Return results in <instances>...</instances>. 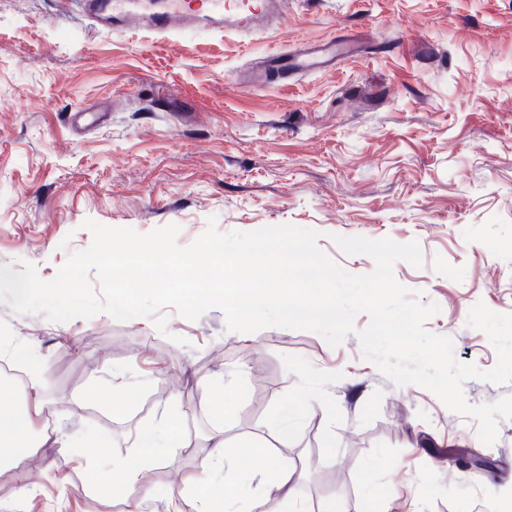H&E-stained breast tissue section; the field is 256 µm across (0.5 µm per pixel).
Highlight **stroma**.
Instances as JSON below:
<instances>
[{
    "instance_id": "35a3bbf8",
    "label": "stroma",
    "mask_w": 512,
    "mask_h": 512,
    "mask_svg": "<svg viewBox=\"0 0 512 512\" xmlns=\"http://www.w3.org/2000/svg\"><path fill=\"white\" fill-rule=\"evenodd\" d=\"M287 23L248 34L187 36L96 25L76 0H0V264L53 280L88 248L91 219L141 233L179 225L187 246L219 232L291 224L317 231L345 271L375 263L335 236L418 241L422 267L396 280L440 307L427 328L459 361L491 369L496 352L467 324L484 302L512 314V0H287ZM351 38L335 70L250 75L272 53ZM64 323L0 304V362L30 375L56 439L0 474L9 512H126L84 480L108 473L137 433L178 427L138 512H170L186 476L224 435L236 465L258 466L253 440L274 441L293 406L279 463L302 464L297 498L349 512H512V420L482 443L475 421L416 385L395 386L356 336L226 328L212 309ZM127 385L106 405L113 374ZM224 390V421L205 396ZM108 437L96 456L84 442ZM468 448L494 470L456 469Z\"/></svg>"
}]
</instances>
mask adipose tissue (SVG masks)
<instances>
[{
    "instance_id": "adipose-tissue-1",
    "label": "adipose tissue",
    "mask_w": 512,
    "mask_h": 512,
    "mask_svg": "<svg viewBox=\"0 0 512 512\" xmlns=\"http://www.w3.org/2000/svg\"><path fill=\"white\" fill-rule=\"evenodd\" d=\"M38 383H31L29 400L18 404L15 387L0 383V472L18 468L38 444L44 443L47 433H34V413L40 412L45 402L41 398ZM177 429L157 432L142 430L131 445V452L124 461L113 464L111 475L99 476L95 487L105 495H124L133 498L148 492L145 479L149 472L161 462L168 448L177 446ZM217 465L223 473V481H216L211 465L189 474L185 484L189 495L183 501L173 503L171 512H224L225 502L245 496L249 488L241 479L234 459L225 442H218L215 453Z\"/></svg>"
}]
</instances>
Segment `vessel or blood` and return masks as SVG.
<instances>
[{
    "label": "vessel or blood",
    "instance_id": "vessel-or-blood-1",
    "mask_svg": "<svg viewBox=\"0 0 512 512\" xmlns=\"http://www.w3.org/2000/svg\"><path fill=\"white\" fill-rule=\"evenodd\" d=\"M81 6L100 25H109L116 16L126 24L158 34L188 33L190 22L200 17L217 23L229 18L240 29H258L267 25L271 9L269 0H167L162 10L149 14L140 11L134 0H82ZM353 52L351 44L331 40L303 47L291 56L275 53L265 68L254 74L253 81L266 84L272 71H321L352 56Z\"/></svg>",
    "mask_w": 512,
    "mask_h": 512
}]
</instances>
